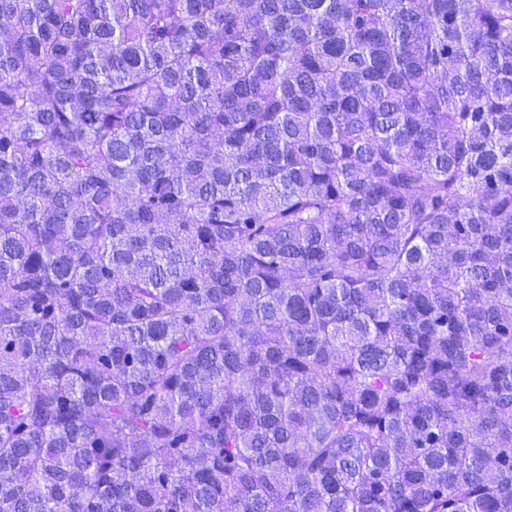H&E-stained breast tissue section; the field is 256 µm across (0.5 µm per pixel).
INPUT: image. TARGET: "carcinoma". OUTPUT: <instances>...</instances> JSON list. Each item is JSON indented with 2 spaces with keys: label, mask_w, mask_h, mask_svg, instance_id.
Segmentation results:
<instances>
[{
  "label": "carcinoma",
  "mask_w": 512,
  "mask_h": 512,
  "mask_svg": "<svg viewBox=\"0 0 512 512\" xmlns=\"http://www.w3.org/2000/svg\"><path fill=\"white\" fill-rule=\"evenodd\" d=\"M0 512H512V0H0Z\"/></svg>",
  "instance_id": "carcinoma-1"
}]
</instances>
